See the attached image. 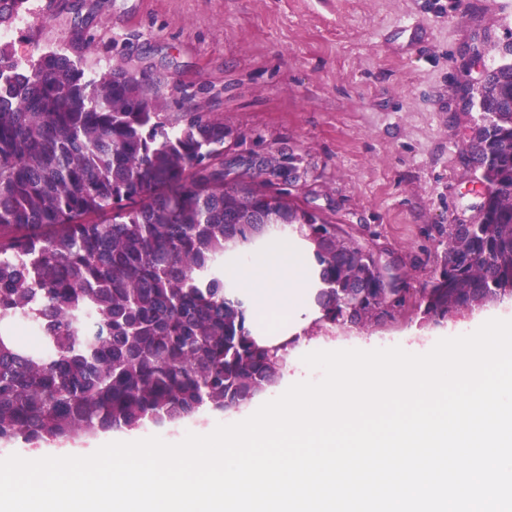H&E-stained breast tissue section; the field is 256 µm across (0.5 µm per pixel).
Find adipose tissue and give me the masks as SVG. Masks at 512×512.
Listing matches in <instances>:
<instances>
[{
	"instance_id": "ef3b65f1",
	"label": "adipose tissue",
	"mask_w": 512,
	"mask_h": 512,
	"mask_svg": "<svg viewBox=\"0 0 512 512\" xmlns=\"http://www.w3.org/2000/svg\"><path fill=\"white\" fill-rule=\"evenodd\" d=\"M233 297L243 300L254 337L277 346L302 323L315 294L314 273L304 251L288 238L254 252L225 272Z\"/></svg>"
}]
</instances>
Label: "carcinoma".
<instances>
[{"label":"carcinoma","instance_id":"1","mask_svg":"<svg viewBox=\"0 0 512 512\" xmlns=\"http://www.w3.org/2000/svg\"><path fill=\"white\" fill-rule=\"evenodd\" d=\"M28 0H0V25ZM482 93L478 222L443 231L436 273L388 288L375 253L271 176L224 180V122L166 111L121 65L101 74L57 46H0V443L182 422L274 390L287 349L258 344L224 257L294 230L313 246V327L378 325L412 306L440 325L512 298V45ZM36 328L17 346L4 328Z\"/></svg>","mask_w":512,"mask_h":512}]
</instances>
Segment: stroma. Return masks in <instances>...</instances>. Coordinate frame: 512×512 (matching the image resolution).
Returning <instances> with one entry per match:
<instances>
[{"instance_id": "stroma-1", "label": "stroma", "mask_w": 512, "mask_h": 512, "mask_svg": "<svg viewBox=\"0 0 512 512\" xmlns=\"http://www.w3.org/2000/svg\"><path fill=\"white\" fill-rule=\"evenodd\" d=\"M29 8L12 40L17 55L54 45L93 69L122 63L173 87L170 111L198 107L244 149L294 156L299 203L393 266L403 287L434 274L441 229L479 216L477 174L459 158L477 111L458 93L500 63L512 42V0H30ZM473 45L483 53L467 72L461 60ZM486 317L512 321V305L429 327L412 307L367 331L305 327L280 386L322 379L303 361L307 347L425 354ZM254 411L150 424L137 435L175 444ZM112 438L38 448L19 440L1 444L0 459L88 456Z\"/></svg>"}]
</instances>
